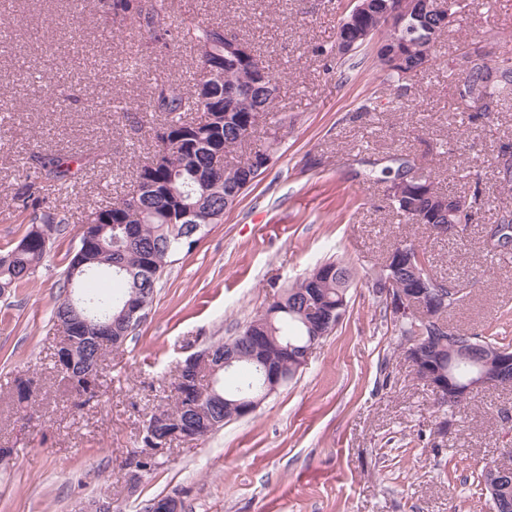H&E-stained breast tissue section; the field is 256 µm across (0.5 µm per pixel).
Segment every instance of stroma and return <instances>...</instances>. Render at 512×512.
<instances>
[{
  "label": "stroma",
  "mask_w": 512,
  "mask_h": 512,
  "mask_svg": "<svg viewBox=\"0 0 512 512\" xmlns=\"http://www.w3.org/2000/svg\"><path fill=\"white\" fill-rule=\"evenodd\" d=\"M432 64L411 80L388 79L376 42L328 56L349 0H165L174 19L226 24L284 73L274 110L246 150L279 145L262 175L190 253L167 267L149 315L108 352L100 400L76 397L53 367L51 321L63 271L86 216L129 195L152 149L142 115L116 114L117 96L148 99L156 77L185 80L196 53L179 43L152 57L149 74L125 77L143 39L131 20L104 32L94 8L71 0H0V249L17 243L29 212L5 208L28 182L31 154L97 152V167L49 192L68 234L53 240L34 277L0 296V512H83L108 495L114 512H143L174 496L184 512H492L478 476L512 448V387L473 394L437 432L444 412L405 359L386 301L371 277L394 244L425 249L434 275L464 280L450 315L465 333L512 345V260L485 247L491 224L512 212L497 175L512 155V94L490 117L456 94L464 53L488 63L512 56V0H464ZM74 96L54 112L33 106V68ZM433 169L439 185L473 201L460 236L437 238L397 217L383 171L399 156ZM328 260L355 271L339 324L307 365L257 411L215 434L171 443L150 468L135 466L149 415L173 404L179 364L243 326L289 284ZM38 382L19 409L15 379Z\"/></svg>",
  "instance_id": "stroma-1"
}]
</instances>
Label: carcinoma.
<instances>
[{"label":"carcinoma","instance_id":"cac0c4a2","mask_svg":"<svg viewBox=\"0 0 512 512\" xmlns=\"http://www.w3.org/2000/svg\"><path fill=\"white\" fill-rule=\"evenodd\" d=\"M362 13L351 21L339 23L336 42L330 47V54H336V47L355 40L357 33L368 27H377L381 18L392 4V0H365ZM419 34L431 32L441 36L443 18L425 11V4L418 2ZM132 18L143 32L145 49L153 53L156 34L159 31L174 37L179 42L193 45L198 51V63L191 83L171 82L167 79L154 80L149 102L137 108L146 116L143 127L154 133L166 128L176 134L179 129L192 127V139L179 141L169 138L165 145L164 164L155 169L149 167L151 157H146L136 172L138 196H127L118 201L108 202L91 212L77 233L78 244L68 254L64 270L63 287L70 289L74 297L65 298L54 310L53 321L57 331L68 334L73 342L69 359L71 391L76 396L92 399L98 394L99 384L87 385L89 369L102 359L110 347L112 337L86 334L70 306L91 318L110 320L115 324L114 335L128 329L120 319V304L129 296L137 295L146 304H151L155 288L171 259L183 251H191L196 238L187 237V221L183 215L192 211L198 222L216 224L238 200L246 186L249 174L263 172L271 160L272 146L258 149L238 168L216 170L213 167L217 152L229 153L241 139L253 133L257 124L252 109L263 108L271 111L273 104L267 103L269 96L278 92L280 74L262 60L244 63L224 51V35L232 31L224 26H215L195 17L178 24L173 23L164 6V0H139L137 11ZM437 43L423 47L414 36H407L403 29L396 27L385 32L378 48V58H387L391 66L389 75L402 80L411 71L418 73L433 59ZM221 56L224 58V92L235 90L237 98L224 97V111L215 112L203 105L199 99L198 85L204 77L205 59ZM464 66L462 79L456 86V94L463 99L479 95L487 100L484 115H490V103L503 94L512 93V67L489 66L479 55L471 56ZM159 113L161 122L153 126L148 117ZM99 154L89 152L74 160L69 156L34 157L33 181L25 184L12 197L11 205L32 213L31 226L21 240L9 251L0 254V295L3 296L29 280L40 266L47 253L45 242L68 232L66 219L57 218L50 211L47 197L41 190L54 187L59 190L72 185L77 167L95 166ZM423 181L409 183L403 196L391 193V205L404 222L410 224H446V216L440 214L436 198L445 196L435 184L432 171L417 168ZM500 223L510 227L502 234L503 241L492 248L496 255L511 254L512 215H503ZM409 260L402 258L398 270L392 272L381 268L377 272L376 287H383V280L394 278L400 286L409 275ZM326 267L338 268L339 276L321 277L317 271L283 290L280 296L248 326L257 325L273 336L275 343L300 350L314 338L316 318L329 308L346 312L348 289L354 279L351 267L341 261L324 263ZM430 288L448 290V309H453L464 300L466 284L434 279ZM400 337L420 336L424 357L442 370L464 383L481 371L479 362L489 358L505 346L485 341L476 334L457 338L444 334L421 322L394 324ZM220 379L215 386L217 397L201 404V409L216 420L212 431L224 426V409L242 396L256 397L263 392L264 372L260 364L244 357L230 370L219 372ZM34 380H15L13 394L18 403H27L33 396ZM198 414L188 409L164 421L149 418L142 437L143 446H148L150 435L164 434L188 424V418ZM480 483L492 500L495 512H512V479L501 482L496 490L489 486V471L480 473Z\"/></svg>","mask_w":512,"mask_h":512}]
</instances>
